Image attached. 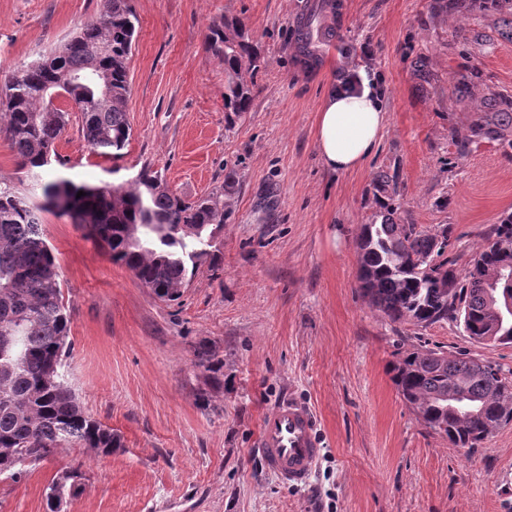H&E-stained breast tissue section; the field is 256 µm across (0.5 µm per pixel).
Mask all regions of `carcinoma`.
<instances>
[{"label":"carcinoma","mask_w":512,"mask_h":512,"mask_svg":"<svg viewBox=\"0 0 512 512\" xmlns=\"http://www.w3.org/2000/svg\"><path fill=\"white\" fill-rule=\"evenodd\" d=\"M476 5L512 12V0H433L432 8L461 12ZM318 19V12L311 13L295 32L306 58L313 57L310 46L323 34ZM136 22L130 0H104L98 20L0 85V133L18 164L43 184L40 201L33 202L0 180V473L17 468V455L37 462L58 448L110 455L121 447L119 436L85 412L65 381L70 316L60 264L42 235V213L72 218L156 298L174 302L210 256L214 228L231 212V180L220 191L188 202L145 168L112 188L43 178L66 126L67 112L54 104L56 92L82 113L83 139L91 152L121 155L130 137L128 62ZM206 43L224 59V111H248L261 67L258 47L227 20L208 27ZM482 141L512 148V116L476 114L457 147ZM372 185L386 214L379 224L360 225L361 294L392 323L428 326L452 316L478 343L512 345V320L500 319L491 298L494 291L512 295V281L505 278L512 275V214L493 226L461 277L444 257L448 228L431 233L418 224L397 223L393 177L379 172ZM80 191L85 195L79 198ZM196 358L208 371L224 366L207 346L197 349ZM391 371L399 395L424 426L457 448H475L490 429L512 422V390L496 384L500 368L490 363L417 348L397 351ZM81 479L78 467L58 472L46 496L48 512H61L77 495Z\"/></svg>","instance_id":"carcinoma-1"}]
</instances>
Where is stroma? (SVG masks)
Segmentation results:
<instances>
[{"label":"stroma","instance_id":"35a3bbf8","mask_svg":"<svg viewBox=\"0 0 512 512\" xmlns=\"http://www.w3.org/2000/svg\"><path fill=\"white\" fill-rule=\"evenodd\" d=\"M322 2L130 0L129 143L117 159L90 152L72 106L48 170L117 186L147 167L189 200L230 177L232 215L181 298L163 302L81 226L44 214L71 318L66 379L121 446L109 456L60 448L0 475V512H45L53 477L76 464L85 479L65 512H512V424L479 448L454 447L388 371L397 350L424 345L512 381V347L475 342L452 318L390 323L358 290L355 241L381 220L372 179L383 170L397 183V218L447 227L446 254L467 272L512 213V148L461 152L454 140L489 94L512 98V38L493 10L467 13L464 46L432 0H335L309 67L294 33ZM103 10L104 0H0V82ZM225 17L263 59L237 116L224 110V62L205 40ZM364 66L380 78L388 122L361 167L335 174L318 155L317 115L332 84ZM462 73L473 76L464 94L454 89ZM202 344L224 360L221 386L195 364ZM291 396L312 407L324 448L302 489L254 450L262 417Z\"/></svg>","mask_w":512,"mask_h":512}]
</instances>
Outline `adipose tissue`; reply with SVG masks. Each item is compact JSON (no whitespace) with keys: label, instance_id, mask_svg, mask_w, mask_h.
<instances>
[{"label":"adipose tissue","instance_id":"ef3b65f1","mask_svg":"<svg viewBox=\"0 0 512 512\" xmlns=\"http://www.w3.org/2000/svg\"><path fill=\"white\" fill-rule=\"evenodd\" d=\"M355 87L332 89L317 116L316 143L325 167L345 172L374 152L387 123L375 74L360 71Z\"/></svg>","mask_w":512,"mask_h":512}]
</instances>
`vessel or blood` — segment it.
Here are the masks:
<instances>
[{
  "instance_id": "vessel-or-blood-1",
  "label": "vessel or blood",
  "mask_w": 512,
  "mask_h": 512,
  "mask_svg": "<svg viewBox=\"0 0 512 512\" xmlns=\"http://www.w3.org/2000/svg\"><path fill=\"white\" fill-rule=\"evenodd\" d=\"M257 446L266 468L279 480L305 486L322 451L313 411L294 398L281 401L263 417Z\"/></svg>"
}]
</instances>
